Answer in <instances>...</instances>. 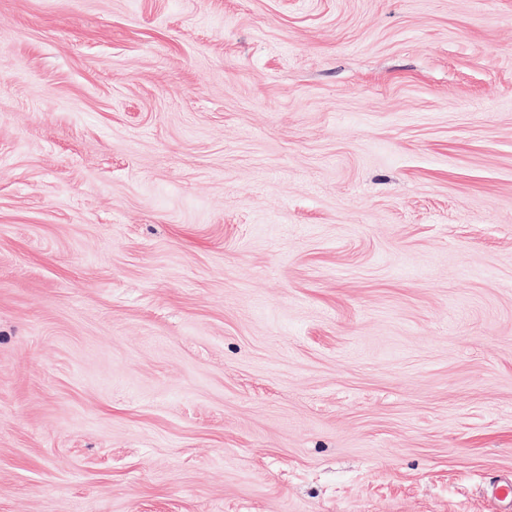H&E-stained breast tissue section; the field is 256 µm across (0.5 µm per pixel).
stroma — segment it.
Listing matches in <instances>:
<instances>
[{
  "instance_id": "obj_1",
  "label": "stroma",
  "mask_w": 512,
  "mask_h": 512,
  "mask_svg": "<svg viewBox=\"0 0 512 512\" xmlns=\"http://www.w3.org/2000/svg\"><path fill=\"white\" fill-rule=\"evenodd\" d=\"M512 0H0V512H512Z\"/></svg>"
}]
</instances>
